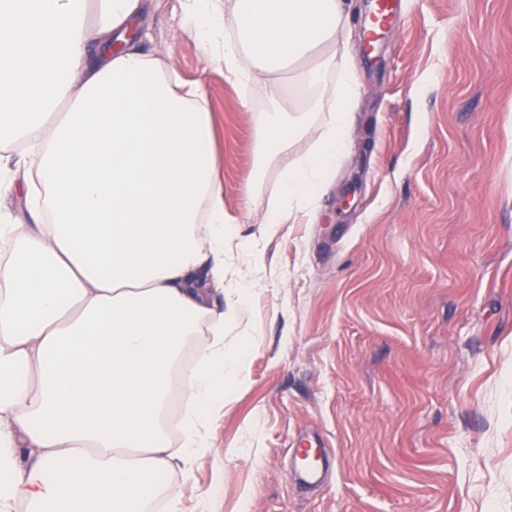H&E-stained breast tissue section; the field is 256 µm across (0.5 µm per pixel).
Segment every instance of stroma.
Returning <instances> with one entry per match:
<instances>
[{
  "label": "stroma",
  "mask_w": 512,
  "mask_h": 512,
  "mask_svg": "<svg viewBox=\"0 0 512 512\" xmlns=\"http://www.w3.org/2000/svg\"><path fill=\"white\" fill-rule=\"evenodd\" d=\"M181 0H144L137 45L213 116L224 208L261 254L239 311L243 381L194 478L216 462L218 512H512V0H401L374 51L354 0L359 82L350 148L311 224L263 237L240 86L179 25ZM329 460L303 485L292 451Z\"/></svg>",
  "instance_id": "obj_1"
}]
</instances>
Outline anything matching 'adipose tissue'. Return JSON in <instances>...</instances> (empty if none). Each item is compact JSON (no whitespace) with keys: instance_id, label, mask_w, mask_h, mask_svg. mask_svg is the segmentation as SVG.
Segmentation results:
<instances>
[{"instance_id":"ef3b65f1","label":"adipose tissue","mask_w":512,"mask_h":512,"mask_svg":"<svg viewBox=\"0 0 512 512\" xmlns=\"http://www.w3.org/2000/svg\"><path fill=\"white\" fill-rule=\"evenodd\" d=\"M140 11L0 0V152L22 161L0 162V200L31 217L0 224V512H147L171 472L191 479L212 453L214 414L245 369L224 338L260 257L224 211L203 88L173 87L127 42ZM181 12L227 80L264 74L269 101L287 95L284 67L317 93L335 78L320 115L244 105L259 166H282L278 191L250 198L265 234L312 223L358 95L336 65L344 0H181Z\"/></svg>"}]
</instances>
